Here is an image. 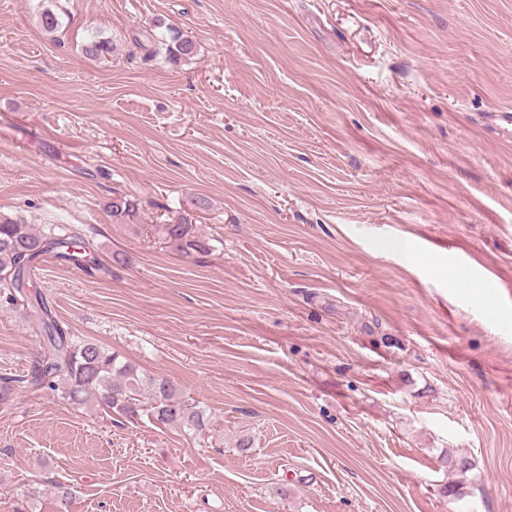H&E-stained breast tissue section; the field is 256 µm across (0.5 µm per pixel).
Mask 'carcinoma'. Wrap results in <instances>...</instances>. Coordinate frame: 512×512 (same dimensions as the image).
Returning <instances> with one entry per match:
<instances>
[{
    "instance_id": "carcinoma-1",
    "label": "carcinoma",
    "mask_w": 512,
    "mask_h": 512,
    "mask_svg": "<svg viewBox=\"0 0 512 512\" xmlns=\"http://www.w3.org/2000/svg\"><path fill=\"white\" fill-rule=\"evenodd\" d=\"M153 40L165 47L170 59L191 58L195 44L188 38L168 41L163 35ZM90 57L106 56L113 43L97 33L82 45ZM135 203L119 196L110 203L116 222L134 215ZM170 248L186 259L211 250L209 239L198 235L190 224H158ZM92 247L80 233L66 224L36 227L23 219L0 213V290L14 309L41 324L43 349L36 360L29 383L38 390L60 396L74 405L90 402L117 414L132 416L144 412L156 423L192 433L206 430L207 418L197 405L183 399L176 384L167 377L150 376L136 365L123 361L112 350L90 340L71 335L48 311L38 292H29L32 263L52 254L91 271Z\"/></svg>"
}]
</instances>
